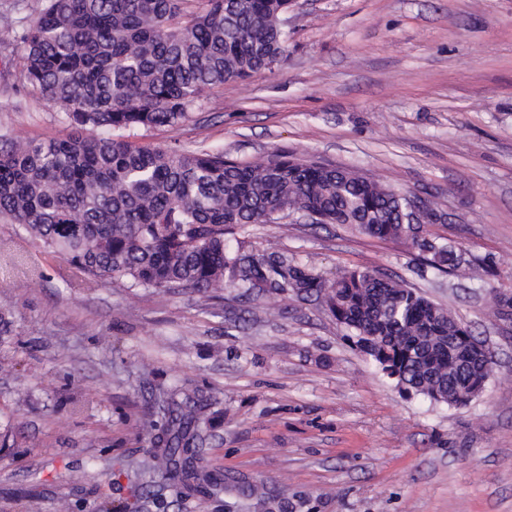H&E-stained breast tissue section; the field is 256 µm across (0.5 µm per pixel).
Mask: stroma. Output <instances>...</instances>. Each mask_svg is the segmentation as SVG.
Wrapping results in <instances>:
<instances>
[{"label":"stroma","mask_w":512,"mask_h":512,"mask_svg":"<svg viewBox=\"0 0 512 512\" xmlns=\"http://www.w3.org/2000/svg\"><path fill=\"white\" fill-rule=\"evenodd\" d=\"M67 131L28 84L12 30L0 29V147ZM151 148L276 152L434 196L448 219L419 236L455 246L475 279L427 267L408 241L306 220L243 226L233 246L333 279L369 270L404 281L489 346L485 391L451 408L402 395L322 302L228 288L212 311L192 290L156 293L74 276L0 273L15 320L0 345V507L96 512H247L243 497L180 500L145 484L138 422L159 386L221 402L200 458L263 484L289 512H512V0H292L287 59L213 88L176 127H134ZM163 499V510L140 497Z\"/></svg>","instance_id":"obj_1"}]
</instances>
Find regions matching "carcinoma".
I'll return each instance as SVG.
<instances>
[{"label":"carcinoma","mask_w":512,"mask_h":512,"mask_svg":"<svg viewBox=\"0 0 512 512\" xmlns=\"http://www.w3.org/2000/svg\"><path fill=\"white\" fill-rule=\"evenodd\" d=\"M45 0L19 34L30 86L69 132L0 150V219L23 227L34 251H0V271L38 272V255L65 257L86 278L155 292L183 287L209 308L226 288L317 293L383 376L407 393L459 408L486 388L485 371L445 308L404 282L350 271L334 280L229 237L275 210L308 212L381 240L415 239L411 198L379 181L286 154L240 163L222 152L162 150L117 134L175 127L208 89L282 64L291 0ZM433 266L470 277L456 250L421 244ZM159 394L141 420L155 447L139 469L186 501L236 490L256 512H280L262 486L195 464L197 405Z\"/></svg>","instance_id":"carcinoma-1"}]
</instances>
